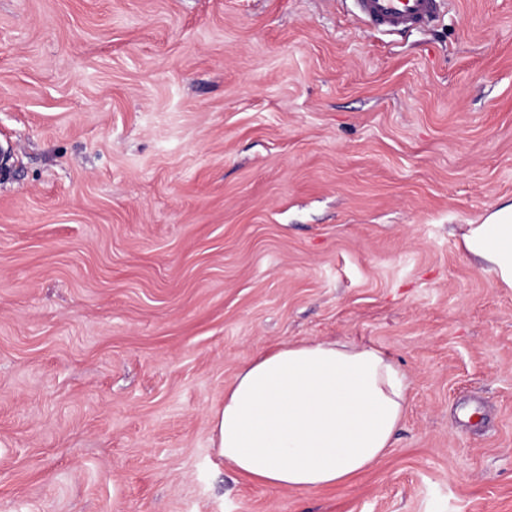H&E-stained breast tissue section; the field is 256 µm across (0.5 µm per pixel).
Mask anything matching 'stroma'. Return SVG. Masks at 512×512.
<instances>
[{"label":"stroma","mask_w":512,"mask_h":512,"mask_svg":"<svg viewBox=\"0 0 512 512\" xmlns=\"http://www.w3.org/2000/svg\"><path fill=\"white\" fill-rule=\"evenodd\" d=\"M0 512H512V0H0ZM387 351L347 484L269 488L213 412L284 342ZM362 17L384 32L409 31L436 21L444 0H354ZM463 242L470 254L490 266L504 286L512 288V204L493 211L483 224H467Z\"/></svg>","instance_id":"35a3bbf8"}]
</instances>
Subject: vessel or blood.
Listing matches in <instances>:
<instances>
[{
	"label": "vessel or blood",
	"instance_id": "obj_1",
	"mask_svg": "<svg viewBox=\"0 0 512 512\" xmlns=\"http://www.w3.org/2000/svg\"><path fill=\"white\" fill-rule=\"evenodd\" d=\"M445 0H355L362 17L384 32L409 31L436 21Z\"/></svg>",
	"mask_w": 512,
	"mask_h": 512
}]
</instances>
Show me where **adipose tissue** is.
<instances>
[{"instance_id":"1","label":"adipose tissue","mask_w":512,"mask_h":512,"mask_svg":"<svg viewBox=\"0 0 512 512\" xmlns=\"http://www.w3.org/2000/svg\"><path fill=\"white\" fill-rule=\"evenodd\" d=\"M466 250L512 288V204L468 225ZM410 380L386 351L286 343L245 363L212 417L226 464L258 484L317 490L374 467L408 407Z\"/></svg>"}]
</instances>
